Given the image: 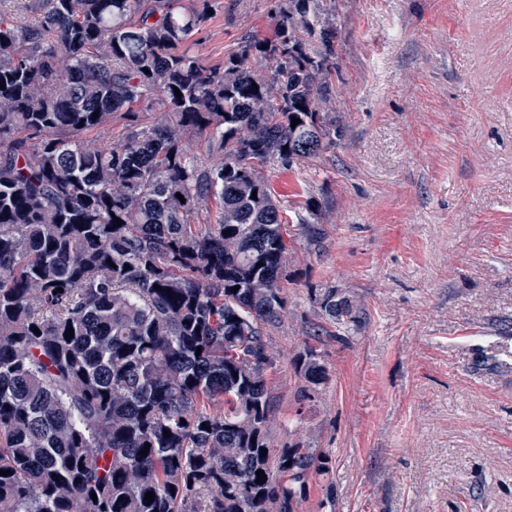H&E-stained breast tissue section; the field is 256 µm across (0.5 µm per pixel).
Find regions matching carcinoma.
<instances>
[{
	"label": "carcinoma",
	"instance_id": "carcinoma-1",
	"mask_svg": "<svg viewBox=\"0 0 512 512\" xmlns=\"http://www.w3.org/2000/svg\"><path fill=\"white\" fill-rule=\"evenodd\" d=\"M208 6L0 11V512H293L332 471L328 453L270 437L289 244L318 250L327 232L313 200L285 223L263 170L343 137L324 107L336 0H280L273 38L245 37L221 70L189 46ZM143 110L163 116L141 124ZM118 112L121 145L83 139ZM204 137L208 166L193 153ZM211 197L202 232L192 218ZM316 301L307 338L356 329L353 294ZM294 368L302 401L327 379L308 343Z\"/></svg>",
	"mask_w": 512,
	"mask_h": 512
}]
</instances>
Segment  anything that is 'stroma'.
Here are the masks:
<instances>
[{
    "label": "stroma",
    "instance_id": "35a3bbf8",
    "mask_svg": "<svg viewBox=\"0 0 512 512\" xmlns=\"http://www.w3.org/2000/svg\"><path fill=\"white\" fill-rule=\"evenodd\" d=\"M275 6L212 0L193 52L223 67L243 37H272ZM336 24L328 109L346 134L314 165L266 170L282 204L321 203L328 233L291 246L277 443L316 290L361 307L349 341L316 345L328 379L297 435L333 472L294 512H512V369L494 364L512 353V0H338Z\"/></svg>",
    "mask_w": 512,
    "mask_h": 512
}]
</instances>
